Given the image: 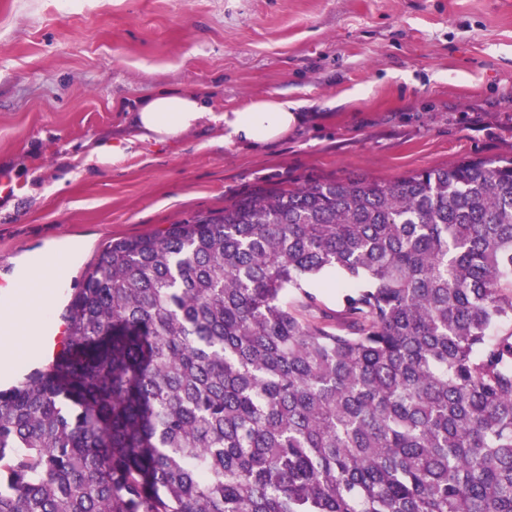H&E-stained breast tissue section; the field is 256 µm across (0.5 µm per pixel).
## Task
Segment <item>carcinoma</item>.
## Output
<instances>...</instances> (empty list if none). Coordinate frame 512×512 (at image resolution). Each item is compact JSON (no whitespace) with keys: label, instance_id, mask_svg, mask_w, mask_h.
<instances>
[{"label":"carcinoma","instance_id":"carcinoma-1","mask_svg":"<svg viewBox=\"0 0 512 512\" xmlns=\"http://www.w3.org/2000/svg\"><path fill=\"white\" fill-rule=\"evenodd\" d=\"M64 318L0 391V512H512V159L252 191Z\"/></svg>","mask_w":512,"mask_h":512}]
</instances>
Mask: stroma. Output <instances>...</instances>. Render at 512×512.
<instances>
[{
	"instance_id": "1",
	"label": "stroma",
	"mask_w": 512,
	"mask_h": 512,
	"mask_svg": "<svg viewBox=\"0 0 512 512\" xmlns=\"http://www.w3.org/2000/svg\"><path fill=\"white\" fill-rule=\"evenodd\" d=\"M185 89L218 111L301 100L303 119L257 147L212 124L137 140L139 104ZM469 157L512 158V0H0V276L79 242L56 314L111 241L260 186Z\"/></svg>"
}]
</instances>
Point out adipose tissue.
Listing matches in <instances>:
<instances>
[{"label": "adipose tissue", "mask_w": 512, "mask_h": 512, "mask_svg": "<svg viewBox=\"0 0 512 512\" xmlns=\"http://www.w3.org/2000/svg\"><path fill=\"white\" fill-rule=\"evenodd\" d=\"M302 102L282 96L252 100L240 108L215 112L206 96L197 90H165L141 103L133 116L139 137L163 141L179 137L201 124L212 122L222 127L230 143L262 145L286 135L302 120ZM63 275H56L54 285H39L20 292L9 323L1 335L14 339L11 361L26 357L36 346L37 338L26 325L31 320L49 319L55 308L58 287L64 286Z\"/></svg>", "instance_id": "ef3b65f1"}]
</instances>
